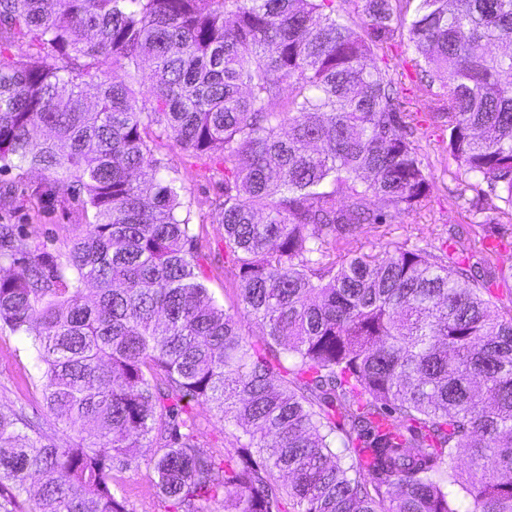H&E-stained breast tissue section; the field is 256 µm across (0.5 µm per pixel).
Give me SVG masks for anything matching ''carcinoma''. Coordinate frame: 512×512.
<instances>
[{
  "mask_svg": "<svg viewBox=\"0 0 512 512\" xmlns=\"http://www.w3.org/2000/svg\"><path fill=\"white\" fill-rule=\"evenodd\" d=\"M335 2L0 0V171L83 191L85 219L55 257L0 224V326L55 419L0 409V512H129L114 473L142 465L168 512H512L494 266L360 248L429 195L416 115L367 63L404 28L458 173L512 224V0H342L358 27ZM164 135L221 176L227 310L177 179L142 176ZM201 406L230 447L199 443Z\"/></svg>",
  "mask_w": 512,
  "mask_h": 512,
  "instance_id": "carcinoma-1",
  "label": "carcinoma"
}]
</instances>
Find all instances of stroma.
I'll list each match as a JSON object with an SVG mask.
<instances>
[{
    "label": "stroma",
    "mask_w": 512,
    "mask_h": 512,
    "mask_svg": "<svg viewBox=\"0 0 512 512\" xmlns=\"http://www.w3.org/2000/svg\"><path fill=\"white\" fill-rule=\"evenodd\" d=\"M375 63L390 69L403 91L407 109L417 116L414 135L426 151L431 189L426 209L402 215L389 237H381L375 229L366 230L361 236L363 252L378 253L388 238L460 250L468 243L496 238L502 240L504 249L492 261L499 269L512 270V226L493 223V197L467 188L458 177L456 164L445 150L448 133L431 117V94L420 89L427 77L415 63L407 35L396 36L384 54L376 57ZM155 156L161 160L166 175L177 179L183 200L191 205L205 285L219 304L227 308L236 305L238 290L231 276L235 257L224 245V227L218 223L212 208L220 193L217 181L208 179L200 162L174 139L157 140ZM0 179L15 182L19 193L16 204L0 209V224L18 225L23 237L43 251L54 255L65 252L82 231L77 222L80 198L37 194L42 177L24 168L1 173ZM34 376L30 338L1 328L0 407L22 408L28 414L46 417L47 410ZM116 479L117 491L125 495L130 512H164L146 469L126 470L118 473Z\"/></svg>",
    "instance_id": "1"
}]
</instances>
